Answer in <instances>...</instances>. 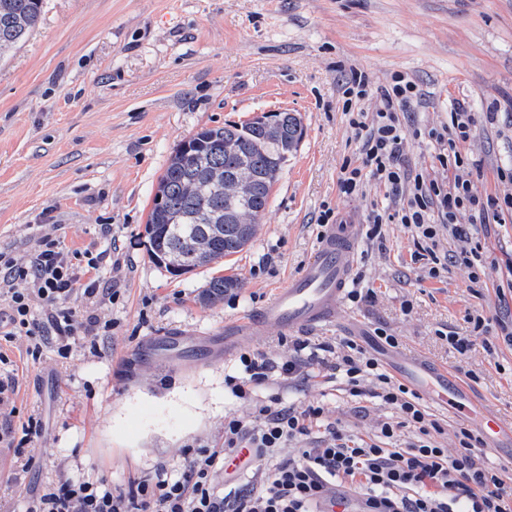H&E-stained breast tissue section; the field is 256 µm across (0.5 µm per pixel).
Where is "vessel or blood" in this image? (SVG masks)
I'll return each mask as SVG.
<instances>
[{"label":"vessel or blood","mask_w":512,"mask_h":512,"mask_svg":"<svg viewBox=\"0 0 512 512\" xmlns=\"http://www.w3.org/2000/svg\"><path fill=\"white\" fill-rule=\"evenodd\" d=\"M357 245L356 225H325L312 254L288 286L280 289L250 319L225 330V351H232L241 338L266 335L272 327L293 332L336 322L356 267ZM182 345V334L173 332L147 339L142 353L148 358L162 352L175 356ZM400 371L423 398L458 415L474 414L476 404L469 391L447 369L420 360H405ZM478 428L488 442L489 451L512 467V421L485 416Z\"/></svg>","instance_id":"1"}]
</instances>
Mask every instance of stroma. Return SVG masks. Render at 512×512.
<instances>
[{
	"instance_id": "1",
	"label": "stroma",
	"mask_w": 512,
	"mask_h": 512,
	"mask_svg": "<svg viewBox=\"0 0 512 512\" xmlns=\"http://www.w3.org/2000/svg\"><path fill=\"white\" fill-rule=\"evenodd\" d=\"M354 69L370 77L367 112L396 72L426 96L412 110L415 124L444 123L449 100L466 101L475 128L462 152L480 164L475 189L499 190V169L512 167V0H43L39 25L0 61V251L27 262L45 232L73 250H109L119 266L102 274L118 296L102 308L113 327L96 347L77 343L64 358L48 348L34 361L29 337L9 346L19 387L0 433L31 416L42 430L30 469L15 455L0 470V512H25L52 481L103 479L125 491L159 468L184 470L186 449L222 446L225 418L253 419L273 393L288 405L321 403L328 421L375 435L391 409L349 395L322 362L317 345L325 341L354 339L391 373L404 354L463 380L477 373L469 388L484 410L512 416V346L496 337L488 349L479 340L463 358L441 338L466 331L467 311L494 320L512 309V292L498 290L512 274V223L474 224L463 215L467 239L443 234L448 252L482 247L477 285L462 265L426 278L411 261L404 225L361 238L354 277L375 289L374 299L344 302L330 326L243 339L239 352L272 364L251 400L224 386L237 354L198 356L200 337L223 335L300 271L323 208L362 225L382 202L375 188L347 197L337 186L357 144L340 94ZM269 110L297 113L303 138L255 238L223 263L170 274L148 253L146 224L171 151L202 127L244 124ZM222 275L239 288L201 303L203 285ZM405 300L411 312L402 311ZM381 325L399 347L375 344ZM174 330L186 336L180 355L141 356L147 338ZM296 337L309 349L294 352ZM296 354L303 374L290 383L278 367Z\"/></svg>"
}]
</instances>
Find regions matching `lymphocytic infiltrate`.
I'll use <instances>...</instances> for the list:
<instances>
[{
	"mask_svg": "<svg viewBox=\"0 0 512 512\" xmlns=\"http://www.w3.org/2000/svg\"><path fill=\"white\" fill-rule=\"evenodd\" d=\"M341 91L342 112L359 147L340 166L339 190L358 196L371 184L388 200L385 208L371 210L368 238L379 237L382 225H404L416 246L412 258L424 262L428 278H440L454 262L469 269L471 282H479L478 250L440 253V236L459 234L458 218L464 213L479 224H511L512 169L498 171L500 192L475 193L477 164L461 151L473 133L469 105L453 100L446 123L421 128L410 124L408 113L423 93L404 73H393L379 89L373 112L358 106L369 91L366 72L351 71ZM411 136L433 144L429 166L414 169L405 162L403 145ZM104 258L101 252L69 250L49 233L40 237L28 263L0 251V298L7 303L0 315V341L31 337L28 353L35 359L48 345L65 355L76 341L95 342L112 326L100 308L117 295L100 274ZM76 294L86 302L81 315L69 305ZM332 358L331 367L342 374L350 396L368 395L394 409L395 420L381 422L374 437L326 422L323 406H287L275 394L254 419H225L222 447L187 450L182 473L159 471L126 493L102 481L51 483L28 512H318L332 485L357 492L364 512H512V482L487 465L476 430L460 425L456 449L447 451L435 440L441 426L420 396L395 380L378 358L352 339L340 342ZM268 371L266 359L245 352L237 373L225 376L224 383L234 397L247 400ZM404 429L415 433V441L393 447ZM303 438L314 439V447H299ZM227 465L233 468L227 476L233 489L224 493L214 476ZM245 473L260 482V489L239 485Z\"/></svg>",
	"mask_w": 512,
	"mask_h": 512,
	"instance_id": "1",
	"label": "lymphocytic infiltrate"
}]
</instances>
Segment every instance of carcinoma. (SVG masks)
<instances>
[{
  "mask_svg": "<svg viewBox=\"0 0 512 512\" xmlns=\"http://www.w3.org/2000/svg\"><path fill=\"white\" fill-rule=\"evenodd\" d=\"M42 5L43 0H0V60L37 26ZM275 116V129L259 120L203 127L173 149L146 225L158 265L185 274L236 254L253 240L280 163L303 136L296 114ZM236 287L233 277H215L201 299L220 300Z\"/></svg>",
  "mask_w": 512,
  "mask_h": 512,
  "instance_id": "obj_1",
  "label": "carcinoma"
}]
</instances>
